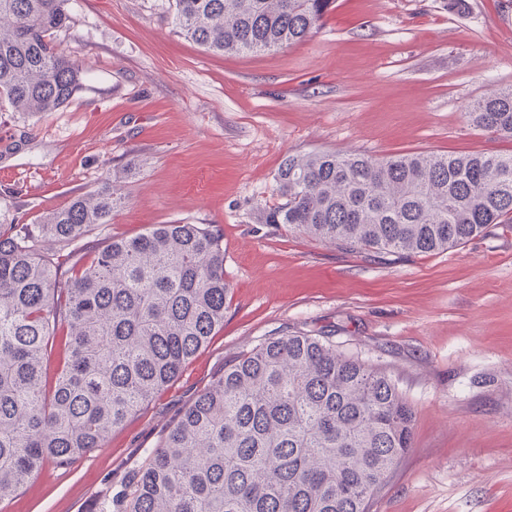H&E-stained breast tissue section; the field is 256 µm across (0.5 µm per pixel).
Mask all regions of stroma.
<instances>
[{"mask_svg": "<svg viewBox=\"0 0 512 512\" xmlns=\"http://www.w3.org/2000/svg\"><path fill=\"white\" fill-rule=\"evenodd\" d=\"M70 103L0 110V224H32L109 177L124 197L83 244L155 224L224 236V325L104 447L46 466L0 512H99L180 411L262 339L327 337L387 370L413 446L368 512H512V230L425 255L352 253L283 224L273 177L294 153L512 154L468 109L512 89V0H335L307 41L213 54L172 0H68Z\"/></svg>", "mask_w": 512, "mask_h": 512, "instance_id": "stroma-1", "label": "stroma"}]
</instances>
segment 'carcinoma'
<instances>
[{
  "instance_id": "carcinoma-1",
  "label": "carcinoma",
  "mask_w": 512,
  "mask_h": 512,
  "mask_svg": "<svg viewBox=\"0 0 512 512\" xmlns=\"http://www.w3.org/2000/svg\"><path fill=\"white\" fill-rule=\"evenodd\" d=\"M68 0H0V108L67 105L83 70L56 42ZM333 0H173L187 40L215 54L277 50L319 29ZM512 138V89L468 113ZM263 212L346 250L428 254L512 227V155L290 154ZM122 203L107 178L34 224H0V504L48 464L101 448L224 325V241L157 224L75 248ZM59 245L46 255L44 239ZM415 413L390 376L315 336H273L184 408L99 512H366L412 447Z\"/></svg>"
}]
</instances>
